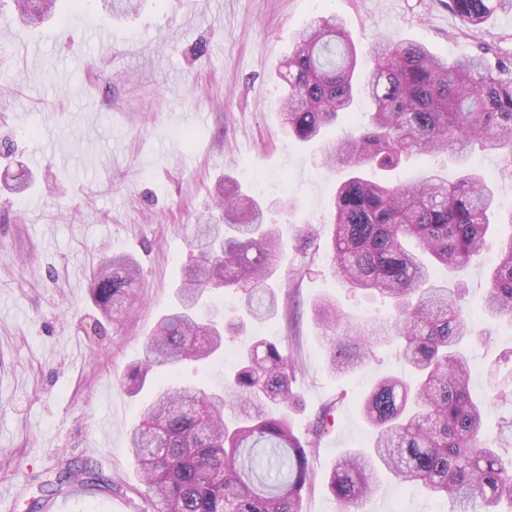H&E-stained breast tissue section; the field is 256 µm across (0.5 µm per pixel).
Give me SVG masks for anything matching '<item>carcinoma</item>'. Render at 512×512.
Segmentation results:
<instances>
[{
	"label": "carcinoma",
	"instance_id": "1",
	"mask_svg": "<svg viewBox=\"0 0 512 512\" xmlns=\"http://www.w3.org/2000/svg\"><path fill=\"white\" fill-rule=\"evenodd\" d=\"M24 21L39 24L57 0H14ZM512 0H448L477 29ZM286 91L278 100L288 133L308 142L322 136L357 96L372 105L354 135L330 141L326 161L345 172L335 190L331 250L342 285L389 305L387 325L367 333L340 305H313L319 336L334 372L365 367L381 343H394L408 369L386 375L364 395L361 414L373 429L370 448L336 459L328 478L343 506L370 499L381 477L417 485L450 504L449 512H512V448H497L512 417L485 429V403L469 386L460 350L471 335L463 290L432 278V266L463 271L486 246L500 214L495 190L466 165L477 145L501 155L512 171V61L496 53L448 60L416 41L380 36L365 80L343 21L316 18L297 37L286 62ZM453 152L463 174L437 172L390 185L369 176L397 167L413 153ZM219 216L189 232L192 262L177 303L162 316L129 366L127 391L138 394L149 375L185 362L204 363L224 346V333L244 322L211 323L195 315L211 290L231 288L238 310L263 321L279 310L270 285L281 259L278 223L241 187L224 188ZM139 273L131 259H105L92 276L96 307L119 320L135 298ZM484 309L512 323V237L489 274ZM298 361L280 345L253 340L224 388L206 393L169 384L143 409L130 436L152 512H302L313 479L311 454L332 407L302 441L288 419ZM54 495L73 485L110 491L112 481L87 467L63 463L47 481Z\"/></svg>",
	"mask_w": 512,
	"mask_h": 512
}]
</instances>
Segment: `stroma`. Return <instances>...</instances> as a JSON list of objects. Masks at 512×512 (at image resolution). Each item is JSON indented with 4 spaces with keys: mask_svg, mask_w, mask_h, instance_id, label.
<instances>
[{
    "mask_svg": "<svg viewBox=\"0 0 512 512\" xmlns=\"http://www.w3.org/2000/svg\"><path fill=\"white\" fill-rule=\"evenodd\" d=\"M448 0H143L138 16L113 18L99 0H59L43 25L0 13V512H146L145 488L129 452L144 405L163 385L221 384L220 365H182L157 374L138 396L123 387L156 320L174 302L191 254L185 228L215 205L218 183L233 181L262 203L290 200L282 224L284 255L270 283L281 308L247 323L224 351L244 340L282 344L301 370L292 384L291 418L305 437L322 408L334 423L311 456L313 482L303 512H340L326 478L345 451L366 447L371 430L360 401L372 382L402 365L378 348L362 371L331 373L311 306L335 298L361 320L385 318L387 306L349 293L331 257L332 200L343 173L327 165L321 142L289 136L272 107L283 89L282 63L298 33L318 16L342 17L359 59L375 39L416 40L439 55H473L494 45L512 58V10L479 31L449 10ZM471 165L512 210V174L501 158L472 152ZM439 170L456 179L450 157L417 154L385 177L403 182ZM31 182L15 193L17 179ZM311 227L319 247L300 250ZM512 227L499 225L460 279L466 290L470 389L491 395L512 377L488 373L512 349V324L488 325V271ZM134 258L138 299L127 321L112 324L89 293L100 259ZM490 339H481L484 329ZM68 459L89 463L114 488L81 487L45 497L39 484ZM425 492L383 480L360 512H429Z\"/></svg>",
    "mask_w": 512,
    "mask_h": 512,
    "instance_id": "stroma-1",
    "label": "stroma"
}]
</instances>
